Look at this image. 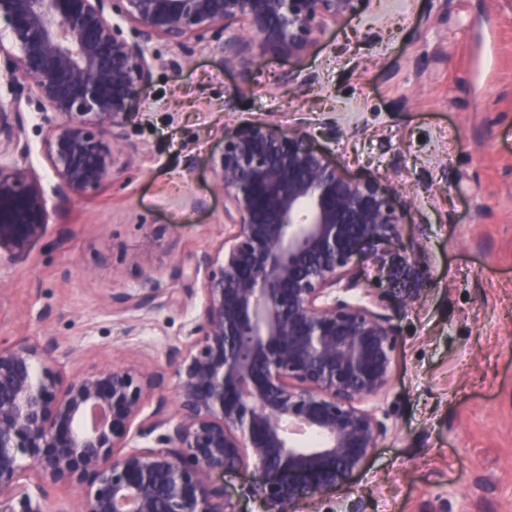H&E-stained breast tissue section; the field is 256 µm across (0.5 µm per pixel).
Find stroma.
I'll list each match as a JSON object with an SVG mask.
<instances>
[{
    "label": "stroma",
    "instance_id": "stroma-1",
    "mask_svg": "<svg viewBox=\"0 0 512 512\" xmlns=\"http://www.w3.org/2000/svg\"><path fill=\"white\" fill-rule=\"evenodd\" d=\"M259 117L307 119L351 177L397 185L403 222L382 249L431 260L424 297L391 302L394 374L375 404L392 430L297 512H512V0H363L301 58L231 69L204 50L156 69L125 120L139 167L116 164L49 213L24 268H0V338H54L69 375H169L193 310L120 315L106 299L149 276L179 290L174 266L223 239L210 158Z\"/></svg>",
    "mask_w": 512,
    "mask_h": 512
}]
</instances>
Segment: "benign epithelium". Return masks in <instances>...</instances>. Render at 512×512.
Listing matches in <instances>:
<instances>
[{"label":"benign epithelium","instance_id":"1","mask_svg":"<svg viewBox=\"0 0 512 512\" xmlns=\"http://www.w3.org/2000/svg\"><path fill=\"white\" fill-rule=\"evenodd\" d=\"M361 0H0V261H27L58 210L112 177L130 102L152 78L151 45L179 67L200 49L228 68L255 55L299 57L322 26ZM40 109L39 152L21 102ZM241 124L211 159L227 234L173 277H148L126 308L198 305L193 339L170 353L179 405L164 414L161 379L101 367L66 376L51 339L0 340V512H42L47 488L75 494L72 512H238L215 477L250 466L266 512H296L358 472L389 427L363 401L383 395L398 332L390 296L353 272L371 258L409 304L430 260L380 252L398 235L401 190L353 179L304 129ZM156 401L146 415L147 403Z\"/></svg>","mask_w":512,"mask_h":512}]
</instances>
